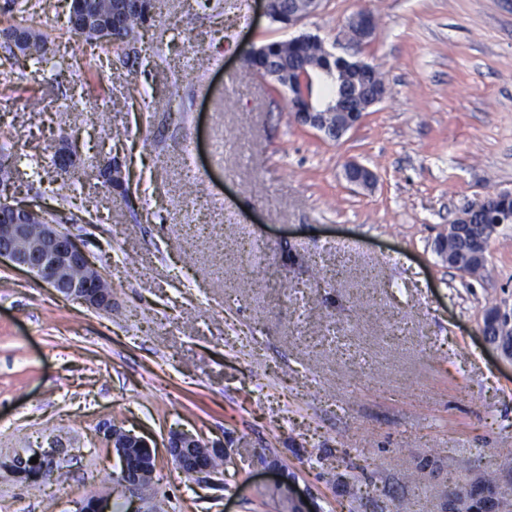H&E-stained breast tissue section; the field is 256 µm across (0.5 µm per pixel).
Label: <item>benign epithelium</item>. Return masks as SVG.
<instances>
[{
	"mask_svg": "<svg viewBox=\"0 0 512 512\" xmlns=\"http://www.w3.org/2000/svg\"><path fill=\"white\" fill-rule=\"evenodd\" d=\"M288 3L284 25L290 27L315 13L322 0H262L263 13L271 21L281 18L279 4ZM377 22L369 11H361L348 23V43L361 47L375 36ZM20 54L28 50L30 33L18 27L3 34ZM323 74L334 84L333 96L321 108L311 101L312 76ZM264 77L282 84L288 90L289 109L295 122L315 131L321 137L341 140L350 130L360 124L368 112L383 101L387 94L385 81L378 68L353 56H335L323 50V59L318 64H305L269 74ZM79 160L78 146L71 140H63L55 150L56 169L64 172ZM347 181L362 189H371L377 183V175L369 168L350 162L344 170ZM42 205L14 196L8 185L0 183V261L6 260L36 280L49 285L60 296L75 301L93 310L112 309V277L109 264L104 258L92 259L84 246L60 224L45 221L37 226L33 221L41 217ZM492 214L495 220L480 224L481 235L473 238L470 227L476 223L474 214ZM512 223V193H500L482 202L465 208L441 237L440 251L448 265L464 277L477 278L485 270L487 251L491 240L506 224ZM463 241L468 245V255L461 258L458 253L448 252V244ZM482 335L500 336V348L512 356V309L497 306L487 313ZM105 446L116 454L121 463V481L128 501L141 498L148 488L142 482L144 470L156 459L152 446L144 439L115 425L102 431ZM169 456L181 469H187L201 483H212L217 472L211 466L213 457L222 450L205 446L195 435L185 432L171 434L167 444ZM60 449H37L32 456H17L9 464L14 473L31 480H39L48 465L55 462ZM38 463H31V457ZM274 475V487L297 503L296 512H313L304 499L309 492L300 490L295 477L277 461L268 464ZM78 512H112V506L104 497L85 498Z\"/></svg>",
	"mask_w": 512,
	"mask_h": 512,
	"instance_id": "1",
	"label": "benign epithelium"
}]
</instances>
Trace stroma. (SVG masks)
<instances>
[{"label":"stroma","mask_w":512,"mask_h":512,"mask_svg":"<svg viewBox=\"0 0 512 512\" xmlns=\"http://www.w3.org/2000/svg\"><path fill=\"white\" fill-rule=\"evenodd\" d=\"M9 4L0 30L48 34L75 76L14 74L0 140L46 165L62 137L78 139L79 168L117 160L128 195L91 176L56 206L90 253L124 257L111 311L0 263L1 504L75 512L98 494L127 512L104 421L156 450L142 512H288L265 457L320 512L416 500L445 512L449 493L473 490L490 512L512 504L499 467L512 457V357L481 333L491 307H512V224L479 278L438 251L465 207L512 192V0H323L290 28L261 0H160L129 57L100 71L79 67L87 45L65 0L23 15ZM363 10L379 26L357 54L388 94L332 142L296 124L287 90L244 57L303 33L346 53ZM100 85L95 110L73 111ZM351 161L377 173L373 189L346 181ZM247 240L261 253L247 256ZM175 431L228 453L215 485L177 468ZM49 446L62 454L41 487L2 467Z\"/></svg>","instance_id":"stroma-1"}]
</instances>
